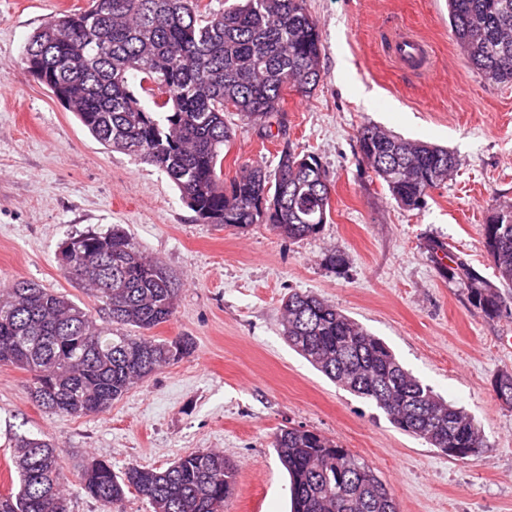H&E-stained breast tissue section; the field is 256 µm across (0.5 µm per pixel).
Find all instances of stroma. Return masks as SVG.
<instances>
[{"instance_id": "stroma-1", "label": "stroma", "mask_w": 512, "mask_h": 512, "mask_svg": "<svg viewBox=\"0 0 512 512\" xmlns=\"http://www.w3.org/2000/svg\"><path fill=\"white\" fill-rule=\"evenodd\" d=\"M88 0H0V283L36 282L106 323L104 303L58 263L67 238L122 225L180 283L174 315L149 330L192 338L194 353L137 382L108 413L71 417L39 407L30 376L0 366V493L17 489L13 434L51 440L69 476L94 459L115 473L163 469L190 452L223 451L238 464L224 512H287L288 477L271 446L304 427L365 459L399 512H512V408L494 395L512 369V319L489 318L440 271L429 239L444 241L485 278L481 226L512 202V83L485 82L456 44L448 0H306L322 32L323 77L310 96L288 93L285 137L237 122L224 176L275 168L283 143L316 154L330 175L331 210L314 238L268 225L244 231L199 222L168 176L100 144L19 66L29 36ZM433 52L417 77L384 53L389 31ZM371 124L448 148L459 167L425 208H400L362 163L357 136ZM345 264L332 269L327 250ZM313 292L380 337L403 366L481 426L486 448L463 459L395 428L375 406L328 379L281 334V302Z\"/></svg>"}]
</instances>
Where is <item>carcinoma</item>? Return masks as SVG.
Returning a JSON list of instances; mask_svg holds the SVG:
<instances>
[{
    "mask_svg": "<svg viewBox=\"0 0 512 512\" xmlns=\"http://www.w3.org/2000/svg\"><path fill=\"white\" fill-rule=\"evenodd\" d=\"M455 42L488 82H512V0H448ZM323 44L305 0H233L203 12L199 0H89L82 11L44 23L20 65L39 75L68 111L104 146L164 171L182 201L206 224L245 230L267 224L291 240L317 236L330 214L331 180L320 159L285 141L274 172L245 165L224 181V149L235 130L226 116L273 136L268 120L286 95L311 94L322 78ZM138 83H132V80ZM148 95L153 108L141 101ZM362 160L401 207L426 204L429 191L452 179L454 153L367 124L358 132ZM495 280L480 275L438 239L437 265L466 288L489 318L512 305V203L482 227ZM65 275L102 299L111 326L67 295L27 280L0 287V366L30 375L32 398L74 417L108 412L134 383L192 353L186 337L155 341L120 327L150 330L170 320L180 284L147 258L119 224L65 240ZM282 336L326 377L380 409L401 431L452 457L486 447L461 407L414 376L378 337L336 305L294 291L282 301ZM493 391L512 407V370ZM18 492L0 494V512H69L70 480L47 439L14 435ZM272 447L289 476L290 512H397L395 495L374 467L302 426L274 434ZM236 469L220 451L202 449L167 468L131 466L123 474L95 459L77 486L106 512L133 488L152 512H223Z\"/></svg>",
    "mask_w": 512,
    "mask_h": 512,
    "instance_id": "carcinoma-1",
    "label": "carcinoma"
}]
</instances>
